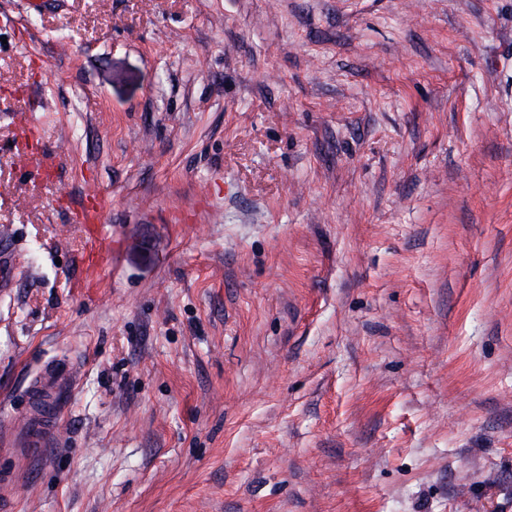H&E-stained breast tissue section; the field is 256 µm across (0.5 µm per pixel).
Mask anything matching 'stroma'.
I'll use <instances>...</instances> for the list:
<instances>
[{
	"label": "stroma",
	"instance_id": "35a3bbf8",
	"mask_svg": "<svg viewBox=\"0 0 512 512\" xmlns=\"http://www.w3.org/2000/svg\"><path fill=\"white\" fill-rule=\"evenodd\" d=\"M2 229L13 512H512V0H0ZM72 376L69 368L63 366L46 367L32 382V393L36 397L50 394L61 395L70 392ZM57 419L54 414L44 415L35 414L26 417L20 426L24 436L20 442H17L14 433L5 430L3 427L0 432V452H10L17 457H25L35 453V450L47 448L48 443L53 438Z\"/></svg>",
	"mask_w": 512,
	"mask_h": 512
}]
</instances>
